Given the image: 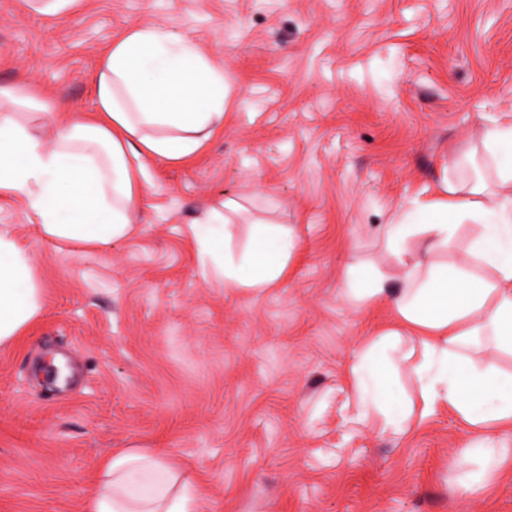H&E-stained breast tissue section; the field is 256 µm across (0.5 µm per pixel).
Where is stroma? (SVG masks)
Listing matches in <instances>:
<instances>
[{"instance_id":"obj_1","label":"stroma","mask_w":512,"mask_h":512,"mask_svg":"<svg viewBox=\"0 0 512 512\" xmlns=\"http://www.w3.org/2000/svg\"><path fill=\"white\" fill-rule=\"evenodd\" d=\"M149 25L223 66L224 127L152 163L131 233L102 247L47 240L0 196L45 301L0 347V512H86L124 448L165 449L202 512H512V430L445 406L401 433L363 420L351 363L399 316L345 291L352 265L397 277L381 227L472 178L512 121V0H81L64 19L0 0V85L91 108L100 55ZM222 198L245 206L235 253L256 219L294 237L274 286L203 275L188 226Z\"/></svg>"}]
</instances>
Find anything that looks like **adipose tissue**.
<instances>
[{"label": "adipose tissue", "mask_w": 512, "mask_h": 512, "mask_svg": "<svg viewBox=\"0 0 512 512\" xmlns=\"http://www.w3.org/2000/svg\"><path fill=\"white\" fill-rule=\"evenodd\" d=\"M92 113L68 103L52 138L18 121L17 109L42 113L46 104L26 85L0 86V192L23 202L44 237L97 247L126 236L136 200L149 184L148 160L192 157L224 126L229 88L224 69L191 40H174L163 28L143 26L113 41L93 80ZM496 189L483 182L448 180L445 197L401 207L384 237L399 266L397 283L372 275L350 281L361 302H388L400 328L384 333L351 366L356 386L372 396L384 428L403 430L412 412L428 416L445 404L471 426L512 427V375L468 356L472 337L484 336L512 354V123L483 135ZM223 201L190 226L202 266L228 288H268L283 273L293 247L288 234L269 230L240 262L229 257L232 215ZM481 228L471 261L437 264L431 256L460 224ZM425 234L423 251L408 248ZM45 312L31 252L0 229V345L13 343ZM411 334L418 350L413 371L420 409L392 402L381 367L389 349ZM87 502V512H200L195 486L163 449L128 448L110 454Z\"/></svg>", "instance_id": "obj_1"}]
</instances>
